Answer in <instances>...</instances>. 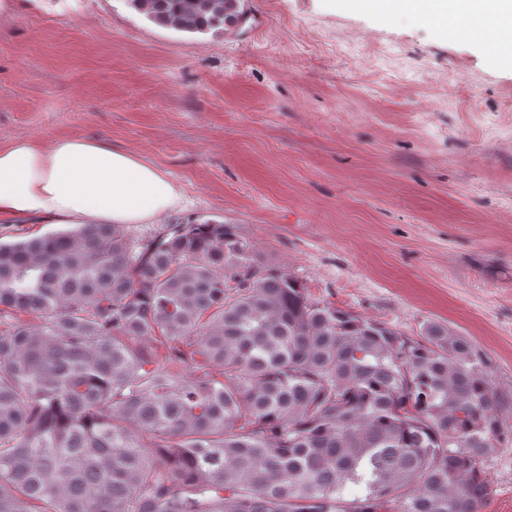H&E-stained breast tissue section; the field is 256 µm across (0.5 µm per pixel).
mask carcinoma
<instances>
[{
	"mask_svg": "<svg viewBox=\"0 0 512 512\" xmlns=\"http://www.w3.org/2000/svg\"><path fill=\"white\" fill-rule=\"evenodd\" d=\"M124 2L187 33L238 16ZM506 435L470 339L316 299L238 224L0 242V512H483Z\"/></svg>",
	"mask_w": 512,
	"mask_h": 512,
	"instance_id": "1",
	"label": "carcinoma"
}]
</instances>
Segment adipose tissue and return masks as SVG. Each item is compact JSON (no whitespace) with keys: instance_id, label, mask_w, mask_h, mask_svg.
Returning a JSON list of instances; mask_svg holds the SVG:
<instances>
[{"instance_id":"obj_1","label":"adipose tissue","mask_w":512,"mask_h":512,"mask_svg":"<svg viewBox=\"0 0 512 512\" xmlns=\"http://www.w3.org/2000/svg\"><path fill=\"white\" fill-rule=\"evenodd\" d=\"M359 10L433 19L452 30L465 14L486 26L477 39L512 61V0H351ZM175 184L156 167L96 140L60 137L41 147L0 148V216L43 224H148L176 207Z\"/></svg>"}]
</instances>
